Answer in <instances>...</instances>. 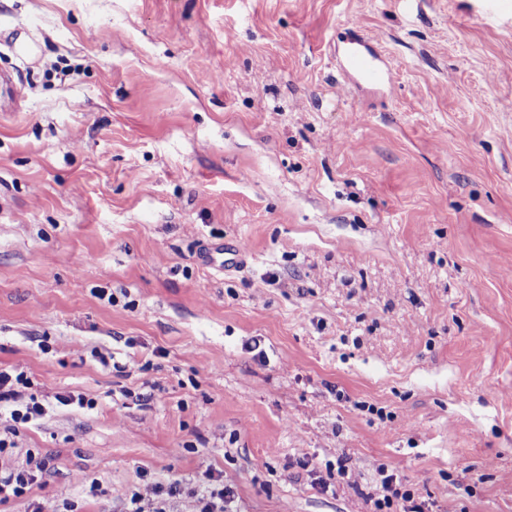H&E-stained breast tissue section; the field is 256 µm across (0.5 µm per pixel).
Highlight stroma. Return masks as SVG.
<instances>
[{
    "mask_svg": "<svg viewBox=\"0 0 512 512\" xmlns=\"http://www.w3.org/2000/svg\"><path fill=\"white\" fill-rule=\"evenodd\" d=\"M4 74L0 512H512V0H0ZM342 57L341 71L349 80L383 87L392 84V71L381 63L366 40L356 38L350 41ZM30 378L24 371L0 369V414L2 402L8 403L5 417L6 433L15 434L19 425H26L46 415L47 408L35 393H28L32 388ZM45 470L46 462L35 459V456L32 454L28 455V462L25 466L7 471H2L1 469L0 505L25 495L37 481L38 475H42ZM179 481L170 482L163 485L159 482L147 483L142 491H137L131 498L132 509L129 512H175L174 510H165L166 499L162 495L166 494L168 499H174L182 493ZM195 496L199 508L194 512H227L229 511L227 510L228 505L234 499V493L229 488H223L219 492H215L214 490L201 491L197 489Z\"/></svg>",
    "mask_w": 512,
    "mask_h": 512,
    "instance_id": "1",
    "label": "stroma"
}]
</instances>
